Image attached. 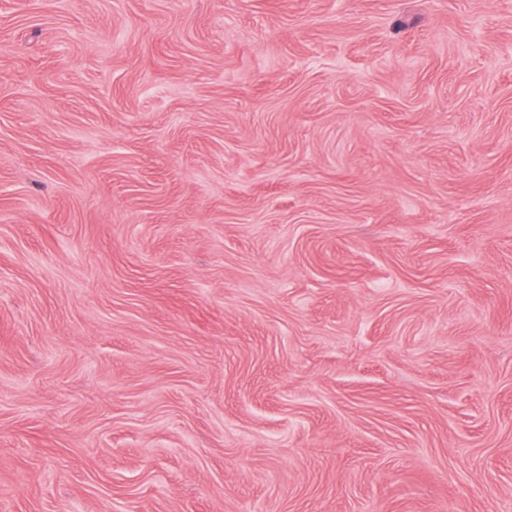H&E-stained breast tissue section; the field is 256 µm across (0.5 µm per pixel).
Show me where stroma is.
<instances>
[{"instance_id": "stroma-1", "label": "stroma", "mask_w": 512, "mask_h": 512, "mask_svg": "<svg viewBox=\"0 0 512 512\" xmlns=\"http://www.w3.org/2000/svg\"><path fill=\"white\" fill-rule=\"evenodd\" d=\"M0 512H512V0H0Z\"/></svg>"}]
</instances>
